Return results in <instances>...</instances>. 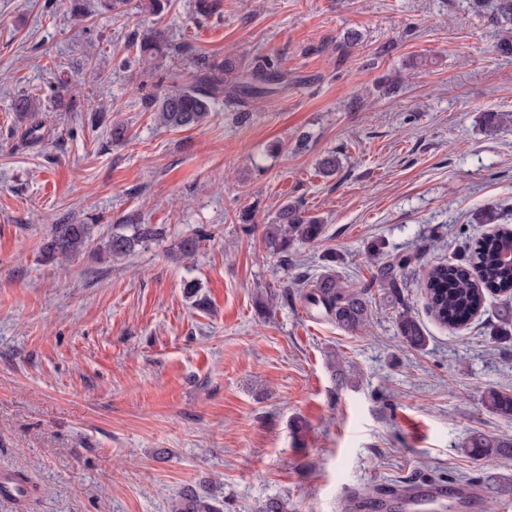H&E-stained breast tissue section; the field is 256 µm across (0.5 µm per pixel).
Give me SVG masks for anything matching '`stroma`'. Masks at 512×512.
Wrapping results in <instances>:
<instances>
[{
	"label": "stroma",
	"instance_id": "1",
	"mask_svg": "<svg viewBox=\"0 0 512 512\" xmlns=\"http://www.w3.org/2000/svg\"><path fill=\"white\" fill-rule=\"evenodd\" d=\"M140 3L113 15L97 0H0V471L29 488L0 512H171L188 485L222 492L224 512L270 498L347 512L361 493L359 512H412L418 480L462 493L422 512H512L495 491L512 456L464 448L512 438V419L481 403L487 387L512 391V339L493 337L506 298L446 328L421 294L433 265L465 260L459 226L490 232L480 210L512 230V126L482 124L512 111L493 0H220L206 16L196 0L157 15ZM148 29L171 44L149 74L128 42ZM186 45L286 81L217 103L200 127H162L147 99L158 76L194 82ZM24 94L41 109L21 119ZM289 200L324 232L282 258L263 231ZM80 222L87 248L46 259L52 225ZM122 224L163 235L115 258L103 243ZM377 248L414 256L403 277L425 349L403 344L382 289L353 333L304 302L330 268L369 281ZM467 450L474 456L502 455L512 453V440L484 437L482 435L471 437L467 444Z\"/></svg>",
	"mask_w": 512,
	"mask_h": 512
}]
</instances>
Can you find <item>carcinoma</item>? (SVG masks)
<instances>
[{"mask_svg":"<svg viewBox=\"0 0 512 512\" xmlns=\"http://www.w3.org/2000/svg\"><path fill=\"white\" fill-rule=\"evenodd\" d=\"M493 19L505 32L500 50L512 55V0H496ZM132 46L148 73L152 71V61L167 50L160 31L135 38ZM198 68L200 76L195 83L183 85L174 76L164 93L150 98L156 119L164 127H198L210 117L217 99L222 97L226 105L234 106L241 94L251 88L248 78L268 75L265 62L258 61L248 68L230 56L217 64L202 61ZM39 103L32 96H20L14 101L13 110L23 118L39 111ZM484 123L486 131L493 133L512 125V113L488 112ZM125 228L128 232H114L105 241L104 248L114 256L126 255L163 235L162 229L153 224H127ZM322 233L323 225L318 219L307 215L302 205L289 201L280 207L275 223L266 225L264 242L272 253L286 257L293 246L312 242ZM90 238L89 224H55L44 242V256L75 255L87 247ZM466 249L467 262L437 264L424 282L427 308L446 327L467 323L485 305L487 296L512 294V263L504 259L506 253H512V232L473 239ZM412 260L413 255L403 252L391 260L376 262L372 280L385 291L395 309L397 333L403 343L410 349L422 350L428 342L426 333L402 291V272ZM304 300L349 332L362 329L369 321L368 286L347 285L332 268L304 293ZM482 405L498 416L512 417L511 392L489 387L483 392ZM466 448L478 457L502 455L512 453V440L478 435L468 440ZM173 512H224V497L213 492L203 495L187 486L175 500Z\"/></svg>","mask_w":512,"mask_h":512,"instance_id":"obj_1","label":"carcinoma"}]
</instances>
